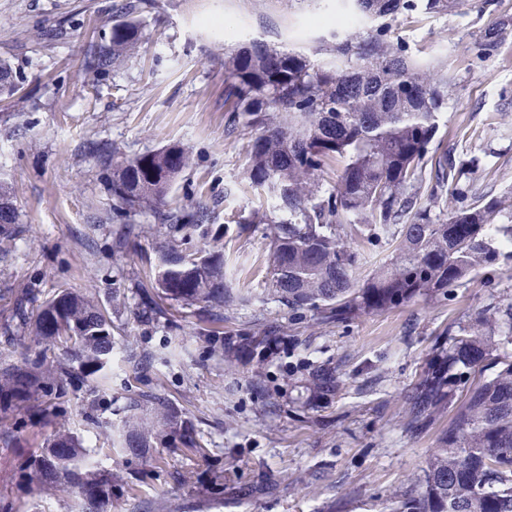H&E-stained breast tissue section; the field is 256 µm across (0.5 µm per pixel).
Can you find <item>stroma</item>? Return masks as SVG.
<instances>
[{"label":"stroma","instance_id":"35a3bbf8","mask_svg":"<svg viewBox=\"0 0 512 512\" xmlns=\"http://www.w3.org/2000/svg\"><path fill=\"white\" fill-rule=\"evenodd\" d=\"M120 0H0V58L21 73L12 108L0 110V181L7 182L24 228L0 247V352L14 360L41 353L31 337L9 332L11 288L37 299L68 289L93 294L115 335L129 337L135 361L120 360L70 392V429L93 464L123 482L112 512H381L386 495L427 469L447 418L415 436L403 425L402 394L416 379L435 336L475 317L492 301L512 302V261L480 269L453 298H418L385 313L322 323L292 313L265 277L269 240L250 213L268 205L246 174V134L227 135L224 42L261 38L313 51L318 16L342 0H155L141 16L143 47L117 71H83L90 40L109 37ZM506 22L498 47L476 44L493 22ZM411 56L447 63L454 77L438 139L457 160L478 158L481 189L512 191V0H469L448 15L417 13L393 24ZM104 142L129 155L169 145L192 158L169 194L171 204L205 197L215 223L196 244L224 254L244 305L197 312L171 306L165 318L138 317L163 225L145 216L112 221L107 174L86 154ZM236 215L224 224L223 214ZM294 326L298 342L262 365L229 360L201 332L246 333ZM337 367L341 389L308 405L311 368ZM100 391L96 409L85 407ZM153 391L192 419L198 448H164L136 458L112 444L128 394ZM17 449L0 442V489L23 512H79L72 497L45 498L15 479ZM224 465V494L211 464ZM265 471L270 488L257 485ZM194 474L192 483L179 480Z\"/></svg>","mask_w":512,"mask_h":512}]
</instances>
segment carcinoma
<instances>
[{
    "mask_svg": "<svg viewBox=\"0 0 512 512\" xmlns=\"http://www.w3.org/2000/svg\"><path fill=\"white\" fill-rule=\"evenodd\" d=\"M354 23L332 30L311 54L280 50L262 40L224 47L225 129L250 133L247 174L266 191L272 209H257L249 224L267 225L269 287L296 313L327 323L362 313L400 309L419 298H443L463 287L479 269L494 265L512 246V192H478L476 172L439 150V119L448 106L452 79L438 61L421 64L392 39V25L416 12L447 15L463 0H348ZM149 0H123L110 38L88 45L85 71L93 76L119 69L139 55L140 15ZM502 28L488 26L478 52L497 47ZM20 90L17 69L0 60V96ZM112 172V220L129 223L148 215L169 228L157 249L153 290L142 305L154 318L164 313L153 295L206 311L249 302L233 291L224 256L188 248L192 233L212 224L214 211L201 200L172 206L171 187L191 166L176 145L126 156L114 147L95 148ZM336 166L333 185L321 176ZM428 181L434 182L425 190ZM458 206L436 214L438 190ZM16 210L0 182V240L16 233ZM395 231L389 263L358 283L362 254L346 243L348 232ZM31 291H14L11 319L38 345L60 349L70 364L41 359L22 364L0 356V441L17 438L36 416L54 412L59 427L45 448L22 455L20 476L41 496L66 494L112 503V469L90 470L82 440L67 427L68 386L107 371L117 341L112 322L95 298L62 290L31 316ZM504 328V338L492 339ZM290 328L259 330L224 344L262 363ZM512 303H488L469 322L434 339L430 358L404 391L405 427L426 432L442 412H453L428 469L408 490H395L384 512H512ZM493 370L482 381L475 374ZM336 369L317 367L309 390L319 399L336 393ZM120 447L135 457L153 448H196L195 426L168 398L131 393L123 407Z\"/></svg>",
    "mask_w": 512,
    "mask_h": 512,
    "instance_id": "1",
    "label": "carcinoma"
}]
</instances>
